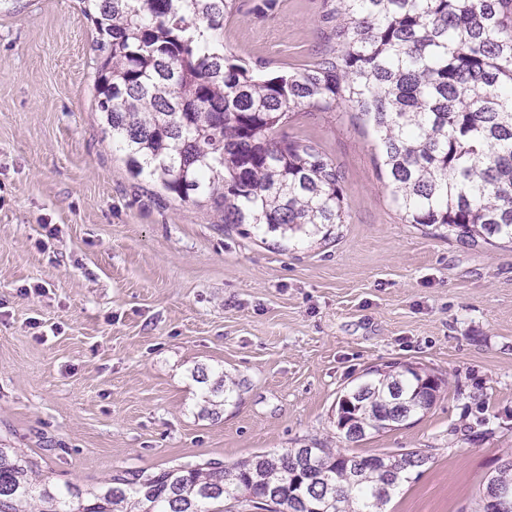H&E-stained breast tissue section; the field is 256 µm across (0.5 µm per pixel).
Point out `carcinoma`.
<instances>
[{
  "mask_svg": "<svg viewBox=\"0 0 512 512\" xmlns=\"http://www.w3.org/2000/svg\"><path fill=\"white\" fill-rule=\"evenodd\" d=\"M96 111L129 171L226 224L311 237L347 221L343 176L315 142L288 134L304 112H354L372 129L384 186L408 224L461 241L512 244V0H324L318 56L272 72L224 51L240 0H91ZM217 413L241 382L221 375ZM442 379L387 363L338 401L349 443L431 409ZM396 454L285 448L227 465L119 470L56 485L0 447V512H387ZM512 488V457L486 488Z\"/></svg>",
  "mask_w": 512,
  "mask_h": 512,
  "instance_id": "cac0c4a2",
  "label": "carcinoma"
}]
</instances>
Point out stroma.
<instances>
[{
	"mask_svg": "<svg viewBox=\"0 0 512 512\" xmlns=\"http://www.w3.org/2000/svg\"><path fill=\"white\" fill-rule=\"evenodd\" d=\"M323 0H244L224 49L296 66ZM83 0H0V443L53 482L343 447L341 395L412 362L444 385L412 424L359 453L420 448L388 512H480L512 456V245L402 220L373 137L350 112L299 115L344 175L328 239L225 224L136 177L102 132ZM241 380L219 415L194 373Z\"/></svg>",
	"mask_w": 512,
	"mask_h": 512,
	"instance_id": "obj_1",
	"label": "stroma"
}]
</instances>
